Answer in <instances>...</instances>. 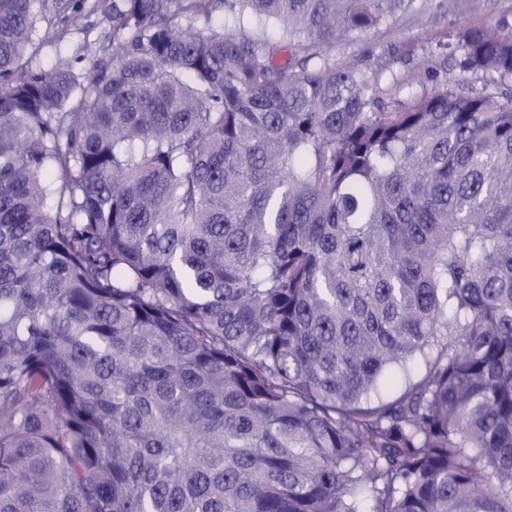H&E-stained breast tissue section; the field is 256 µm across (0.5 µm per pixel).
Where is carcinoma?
<instances>
[{"instance_id":"cac0c4a2","label":"carcinoma","mask_w":512,"mask_h":512,"mask_svg":"<svg viewBox=\"0 0 512 512\" xmlns=\"http://www.w3.org/2000/svg\"><path fill=\"white\" fill-rule=\"evenodd\" d=\"M416 2L0 0V512H512V29L332 54ZM78 40L77 34L66 35L62 40L46 41L40 46L37 54L32 59L33 66H49L55 63L58 58L71 59L74 45Z\"/></svg>"}]
</instances>
